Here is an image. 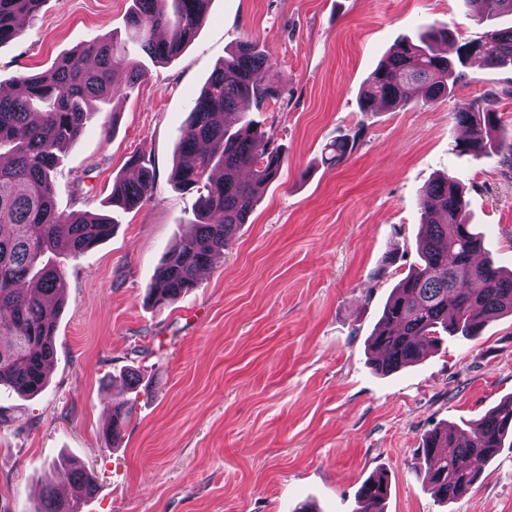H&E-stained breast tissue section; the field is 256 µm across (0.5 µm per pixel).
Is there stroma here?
<instances>
[{
    "instance_id": "obj_1",
    "label": "stroma",
    "mask_w": 512,
    "mask_h": 512,
    "mask_svg": "<svg viewBox=\"0 0 512 512\" xmlns=\"http://www.w3.org/2000/svg\"><path fill=\"white\" fill-rule=\"evenodd\" d=\"M129 0H43L0 45V90L49 70L94 37L142 62L145 79L95 114L54 176L59 211L97 213L140 156L152 196L116 213L112 236L54 256L67 282L55 359L36 396L0 392V512H36L53 464L68 457L97 486L92 512H356L357 492L387 472L385 512H512V448L461 497L440 502L413 466L422 435L481 418L512 398V316L480 339L448 340L382 375L368 339L392 289L418 260L419 196L451 174L498 265L512 269V177L497 156L458 154V101L496 98L512 139V67L471 64L452 97L363 112L364 83L396 41L448 29L440 50L484 28L464 0H211L174 60H145ZM255 40L277 99L253 113L281 144L280 179L199 285L173 304L144 301L165 252L192 229L196 196L174 188L176 146L193 100L227 52ZM361 130L344 162L324 146ZM140 393L118 443L104 436L127 370Z\"/></svg>"
}]
</instances>
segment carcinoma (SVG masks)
<instances>
[{"mask_svg":"<svg viewBox=\"0 0 512 512\" xmlns=\"http://www.w3.org/2000/svg\"><path fill=\"white\" fill-rule=\"evenodd\" d=\"M210 0H131L127 24L142 52L154 62H168L189 44L208 18ZM42 0H0V45L18 34V20L36 13ZM446 29L430 28L417 41L402 39L370 74L360 97L362 112L403 108L420 88L423 104L450 96L477 61L495 68L512 65V26L484 32L457 47L456 58L437 44ZM269 57L252 40L240 41L209 77L194 100L178 141L174 185L195 191L198 210L192 231L165 256L147 300L164 307L197 287L199 272L224 255V247L247 223L257 201L276 181L284 165L273 136L248 118L279 97L271 81ZM146 71L126 62L114 43L94 38L43 73H22L19 91L0 95V388L34 395L48 379L54 356L55 317L65 302L66 282L46 256L64 250L76 257L110 238L113 217L98 213L65 215L55 206L53 177L62 151L86 127L93 101L127 93ZM491 97L461 101L453 112L467 136L455 144L475 158L493 153L504 173L512 174V141L498 135V115ZM363 128L327 147L340 163L352 152ZM128 165L133 178L112 184L111 210L129 211L153 194L154 170L137 157ZM424 234L420 261L393 288L370 336L375 371L386 375L418 362L445 338L472 340L485 324L512 314V271L492 262L474 261L483 237L466 222V202L459 181L448 175L429 184L419 199ZM131 406L113 407L105 434L120 439ZM512 446V400L488 411L470 431L433 428L423 435L425 482L438 498L454 501L479 479L484 467L505 445ZM60 482L80 496L91 482L83 469L64 465ZM388 475L369 476L358 493V512H384ZM38 512H78L64 507L50 483Z\"/></svg>","mask_w":512,"mask_h":512,"instance_id":"cac0c4a2","label":"carcinoma"}]
</instances>
